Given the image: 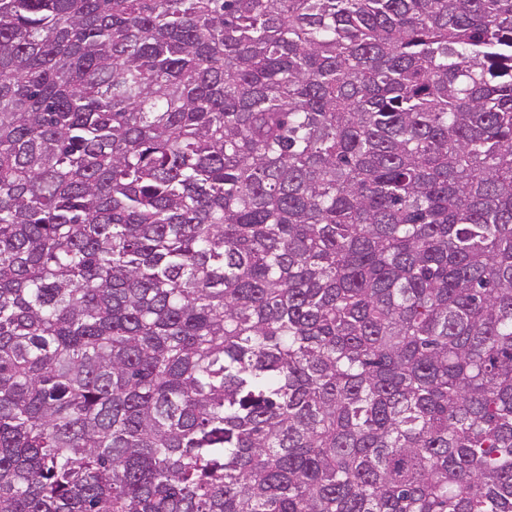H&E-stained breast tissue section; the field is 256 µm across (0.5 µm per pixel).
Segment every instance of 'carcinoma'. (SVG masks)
I'll list each match as a JSON object with an SVG mask.
<instances>
[{
    "label": "carcinoma",
    "mask_w": 512,
    "mask_h": 512,
    "mask_svg": "<svg viewBox=\"0 0 512 512\" xmlns=\"http://www.w3.org/2000/svg\"><path fill=\"white\" fill-rule=\"evenodd\" d=\"M0 512H512V0H0Z\"/></svg>",
    "instance_id": "1"
}]
</instances>
